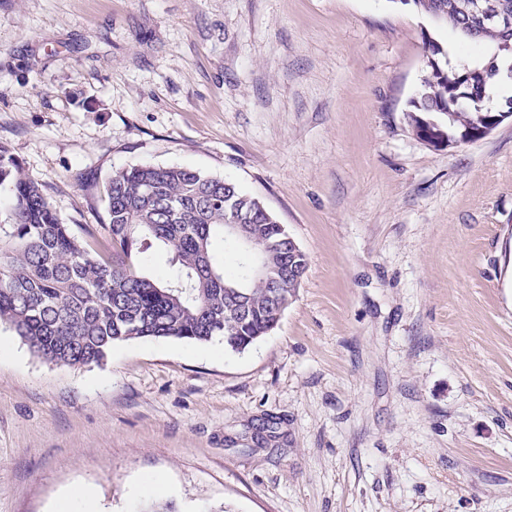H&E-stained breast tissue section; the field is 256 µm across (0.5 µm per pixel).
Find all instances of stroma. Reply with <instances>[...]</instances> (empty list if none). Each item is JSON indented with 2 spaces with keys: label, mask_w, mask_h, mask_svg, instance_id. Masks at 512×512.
<instances>
[{
  "label": "stroma",
  "mask_w": 512,
  "mask_h": 512,
  "mask_svg": "<svg viewBox=\"0 0 512 512\" xmlns=\"http://www.w3.org/2000/svg\"><path fill=\"white\" fill-rule=\"evenodd\" d=\"M431 42L478 59L409 0H0V144L75 236L113 172L179 166L309 259L240 353L56 366L0 326V512H512V118L418 139ZM96 507L95 494L91 487H82L61 498L56 504L55 512H94L86 510L88 507Z\"/></svg>",
  "instance_id": "stroma-1"
}]
</instances>
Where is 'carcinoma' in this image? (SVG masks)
I'll use <instances>...</instances> for the list:
<instances>
[{
  "mask_svg": "<svg viewBox=\"0 0 512 512\" xmlns=\"http://www.w3.org/2000/svg\"><path fill=\"white\" fill-rule=\"evenodd\" d=\"M417 11L491 60L512 58V26L483 21L470 0H410ZM430 65L407 113L412 130L449 137L487 127L483 105L492 68L448 71V53L431 43ZM13 223L0 224V326L56 365L103 362L114 343L176 339L241 352L273 329L270 294L290 302L309 260L274 215L233 181L182 167L140 166L109 179L103 202L108 256L92 254L59 219L41 183L0 146V191ZM246 226L249 240L224 232ZM265 253L270 281L258 284L244 251ZM157 247L172 252L159 281L137 272L136 257ZM249 293L240 304L236 291Z\"/></svg>",
  "mask_w": 512,
  "mask_h": 512,
  "instance_id": "obj_1",
  "label": "carcinoma"
}]
</instances>
